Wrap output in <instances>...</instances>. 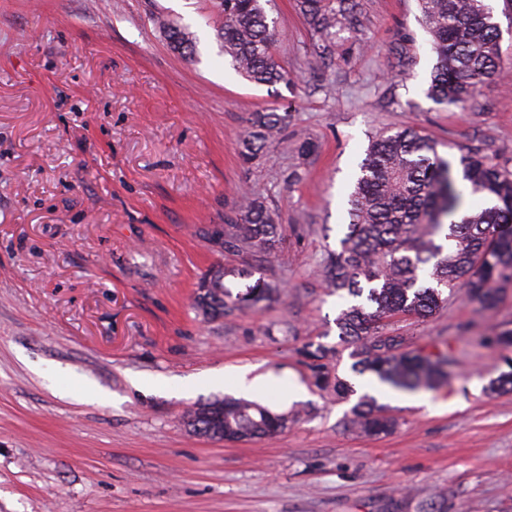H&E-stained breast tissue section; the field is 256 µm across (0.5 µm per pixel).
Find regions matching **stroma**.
Returning <instances> with one entry per match:
<instances>
[{"label": "stroma", "instance_id": "obj_1", "mask_svg": "<svg viewBox=\"0 0 512 512\" xmlns=\"http://www.w3.org/2000/svg\"><path fill=\"white\" fill-rule=\"evenodd\" d=\"M357 2L325 64L295 0H272L290 80L267 87L221 55L218 0H0V512H512V392L488 391L507 366L470 337L512 327V290L490 311L459 294L387 323L408 347L451 348L456 377L419 406L385 400L397 426L373 437L347 426L375 379L354 373L321 276L382 129L417 128L454 161L512 151V0H487L502 74L463 106L427 95L417 0ZM164 21L197 32L195 58ZM271 111L291 115L284 144L242 165L252 114ZM304 140L315 154L294 151ZM252 192L281 214L275 258L213 252L206 227ZM218 261L283 295L203 320L194 285ZM310 343L339 346L328 369L354 395L317 385ZM227 367L271 374L257 400L277 413L303 383L300 419L265 440L191 434L187 411L224 397L206 378Z\"/></svg>", "mask_w": 512, "mask_h": 512}]
</instances>
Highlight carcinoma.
<instances>
[{"label":"carcinoma","mask_w":512,"mask_h":512,"mask_svg":"<svg viewBox=\"0 0 512 512\" xmlns=\"http://www.w3.org/2000/svg\"><path fill=\"white\" fill-rule=\"evenodd\" d=\"M270 0H219L216 35L235 70L255 85L287 80L276 61ZM422 19L439 61L428 96L439 104L463 105L477 83L497 75L500 29L486 0H418ZM322 60L336 55V29L357 26L356 0H297ZM170 48L195 55L197 35L187 27L162 24ZM289 115L256 112L240 143L243 163L250 164L268 145L281 140ZM350 194V223L339 249L324 262L328 294L354 300L336 317L340 341L354 345V371L370 373L402 392L435 391L454 376L452 350L406 349L400 336L385 335V322L397 317L425 319L464 291L480 310L495 308L512 285V159L494 162L470 150L459 165L439 155L437 143L411 127L384 130L369 143ZM475 198L491 206H469ZM282 241L280 215L266 198L248 197L225 220L221 239L210 248L275 256ZM277 284L251 265H211L196 284L195 302L204 318L222 319L276 301ZM479 343L512 349V329L495 326ZM336 348L310 344L304 351L316 382L349 395L354 386L331 377L325 360ZM288 415L246 399H215L185 417L194 435L238 440L275 436L288 428ZM349 424L364 434H386L396 420L376 400L364 395L351 410Z\"/></svg>","instance_id":"carcinoma-1"}]
</instances>
